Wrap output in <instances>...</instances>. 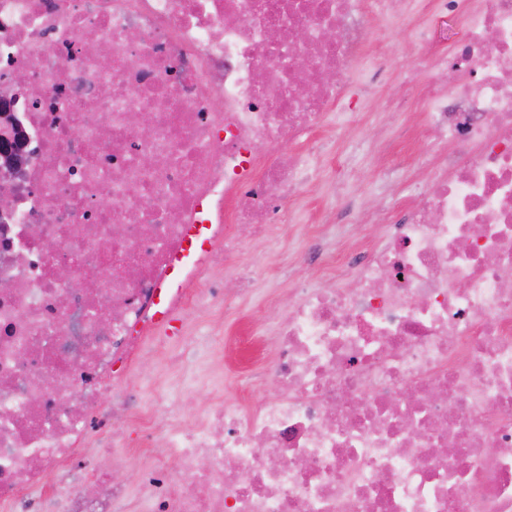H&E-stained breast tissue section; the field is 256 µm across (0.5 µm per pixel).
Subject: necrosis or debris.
<instances>
[{"mask_svg": "<svg viewBox=\"0 0 512 512\" xmlns=\"http://www.w3.org/2000/svg\"><path fill=\"white\" fill-rule=\"evenodd\" d=\"M423 10L465 29L460 80L417 96L428 184L251 326L250 408L145 400L131 362L188 225L220 231L170 286L183 316L311 182V132H348L393 58L364 53L374 23L447 65ZM1 126L0 512H512V0H0ZM140 450L139 448H119L115 452V457L117 462L119 463V467L114 470V474L117 475V472L119 471V476H121L124 479V482L129 487L130 491L134 494L138 491L139 486V475L135 469L128 466L125 463V458L138 453Z\"/></svg>", "mask_w": 512, "mask_h": 512, "instance_id": "necrosis-or-debris-1", "label": "necrosis or debris"}]
</instances>
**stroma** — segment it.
Masks as SVG:
<instances>
[{
  "label": "stroma",
  "mask_w": 512,
  "mask_h": 512,
  "mask_svg": "<svg viewBox=\"0 0 512 512\" xmlns=\"http://www.w3.org/2000/svg\"><path fill=\"white\" fill-rule=\"evenodd\" d=\"M406 76L405 66L398 65L380 91L357 88V96L367 98L368 110L358 112L348 135L316 161V177L308 190L286 200L284 221L272 231L275 246L263 240L250 243V250L273 252L270 262L252 274L256 295H241L237 274H225L223 310L197 313L198 329L189 335L150 338L152 353L134 361L150 380L141 389L145 397H174L190 414L218 399L244 406L256 400V393L240 390L234 381L236 370L260 356L255 349L243 351L242 339L252 322L274 324L287 308L295 247L327 258L337 243L351 245L380 235L383 227L376 214L408 206L410 184L428 178L418 159L430 127L424 113L410 104ZM340 162L350 166L351 179L339 178ZM213 327L224 331V377L219 381L206 372L211 356L207 333Z\"/></svg>",
  "instance_id": "stroma-1"
}]
</instances>
